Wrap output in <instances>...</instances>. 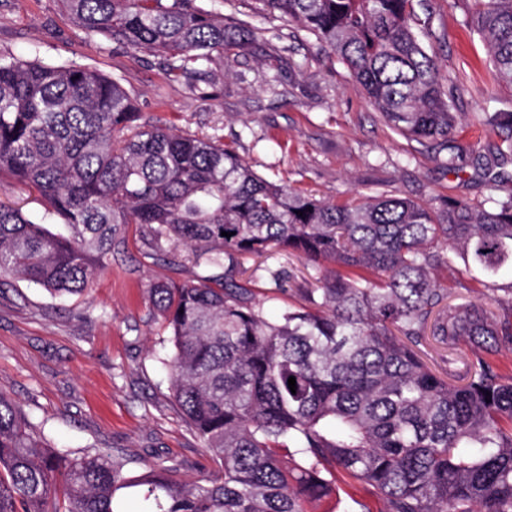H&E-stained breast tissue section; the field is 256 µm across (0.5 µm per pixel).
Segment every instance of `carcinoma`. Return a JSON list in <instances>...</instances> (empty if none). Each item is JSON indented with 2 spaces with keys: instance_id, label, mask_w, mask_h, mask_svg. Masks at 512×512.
I'll return each instance as SVG.
<instances>
[{
  "instance_id": "cac0c4a2",
  "label": "carcinoma",
  "mask_w": 512,
  "mask_h": 512,
  "mask_svg": "<svg viewBox=\"0 0 512 512\" xmlns=\"http://www.w3.org/2000/svg\"><path fill=\"white\" fill-rule=\"evenodd\" d=\"M425 0H258L345 64L390 129L441 140L448 169L457 85H443L418 22ZM86 37L166 54L188 84L257 35L193 0H60ZM466 23L512 85V0H468ZM512 156V112H489ZM36 192L41 217L0 205V277L54 297L83 293L127 250L121 225L150 239L146 257L208 271L149 287L168 352L162 364L193 433L215 465L181 481L174 469L93 448H53L0 393V512H310L337 483L367 484L386 512H512V376L494 358L512 347V194L431 206L398 196L326 201L269 180L228 145L141 121L121 84L76 64L0 54V176ZM54 219L67 233L53 234ZM230 232L225 237L221 232ZM287 253L319 266L269 315L242 260ZM459 258L479 271L501 313L448 303L434 271ZM432 340L470 349L468 379L448 383L420 358ZM295 378L296 393L288 379Z\"/></svg>"
}]
</instances>
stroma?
<instances>
[{
  "label": "stroma",
  "mask_w": 512,
  "mask_h": 512,
  "mask_svg": "<svg viewBox=\"0 0 512 512\" xmlns=\"http://www.w3.org/2000/svg\"><path fill=\"white\" fill-rule=\"evenodd\" d=\"M199 6L263 28V40L228 55L188 87L169 77L159 53L132 52L87 39L58 0H0V54L77 64L117 80L136 100L143 121L189 135L217 137L259 175L288 180L342 202L392 194L439 204L480 202L512 194V163L485 159L492 135L487 112H512V86L495 80L482 38L464 23L466 0H431L440 41L432 49L441 76L458 85L454 136L466 150L460 172L445 165L434 142L392 133L347 67L328 59L314 37L261 15L254 0H197ZM280 80L268 84L271 63ZM129 251L105 268L82 295L52 297L16 276L0 279V393L15 400L58 446H92L139 470L152 457L169 461L185 481L214 465L181 417L159 362L162 321L149 286L162 279L198 280L201 268L153 264L137 225L125 227ZM259 282L268 310L297 289L311 288L317 270L293 256L266 262ZM453 303H485V290L462 265L438 269Z\"/></svg>",
  "instance_id": "35a3bbf8"
}]
</instances>
